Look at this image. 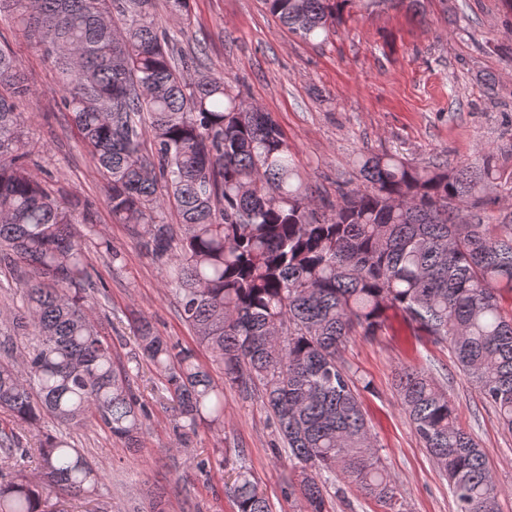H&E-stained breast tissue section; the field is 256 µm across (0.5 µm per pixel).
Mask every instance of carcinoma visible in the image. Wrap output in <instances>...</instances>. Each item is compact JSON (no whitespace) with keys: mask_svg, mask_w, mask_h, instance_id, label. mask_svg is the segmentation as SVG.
Wrapping results in <instances>:
<instances>
[{"mask_svg":"<svg viewBox=\"0 0 512 512\" xmlns=\"http://www.w3.org/2000/svg\"><path fill=\"white\" fill-rule=\"evenodd\" d=\"M304 40H327L348 0H263ZM156 0H0L19 31L57 64V94L106 178L112 218L164 267L188 324L224 380L261 386L288 460L305 473L310 512H325L338 476L388 512L396 481L378 455L342 353L373 339L387 312L448 344L459 370L512 434V222L484 223L504 183L492 152L482 164L418 166L394 153H361L357 181L334 203L318 199L271 113L234 92L224 69L188 82L193 57H175L155 21ZM120 20L118 30L109 15ZM31 95L0 42V264L22 273L25 301L0 336V409L18 424L46 416L76 427L93 419L134 445L147 413L130 369L85 310L97 287L72 211L32 169L23 136ZM176 211L177 223L160 217ZM137 356L159 373L183 434L224 424V387L190 349L146 321ZM396 390L448 481L457 512H500L486 454L459 426L447 390L404 367ZM0 431V458L27 455ZM36 481L0 482V512H46L53 489L96 494L103 476L67 438L37 448ZM237 512H272L251 470L234 468Z\"/></svg>","mask_w":512,"mask_h":512,"instance_id":"1","label":"carcinoma"}]
</instances>
